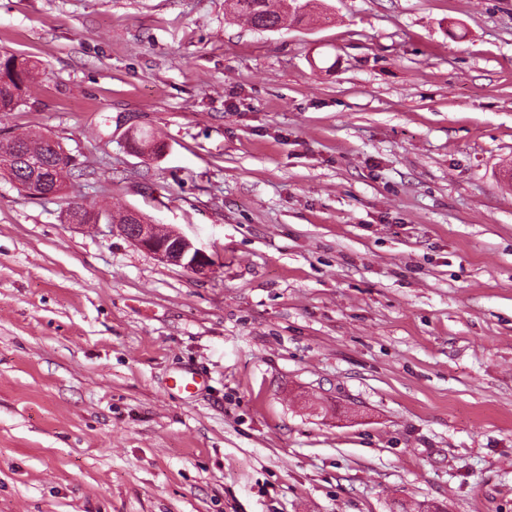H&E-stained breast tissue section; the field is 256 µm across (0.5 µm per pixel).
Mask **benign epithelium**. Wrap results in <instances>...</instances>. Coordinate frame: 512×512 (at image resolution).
I'll return each instance as SVG.
<instances>
[{
    "instance_id": "obj_1",
    "label": "benign epithelium",
    "mask_w": 512,
    "mask_h": 512,
    "mask_svg": "<svg viewBox=\"0 0 512 512\" xmlns=\"http://www.w3.org/2000/svg\"><path fill=\"white\" fill-rule=\"evenodd\" d=\"M113 228L131 244L152 253L162 263L180 266L202 276L212 270V258L175 229L163 230L156 224L140 220L135 213L128 215L127 223L115 224Z\"/></svg>"
}]
</instances>
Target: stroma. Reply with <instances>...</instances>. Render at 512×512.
I'll list each match as a JSON object with an SVG mask.
<instances>
[{"label":"stroma","instance_id":"1","mask_svg":"<svg viewBox=\"0 0 512 512\" xmlns=\"http://www.w3.org/2000/svg\"><path fill=\"white\" fill-rule=\"evenodd\" d=\"M307 11L0 0V131L77 167L0 178V512H512V0ZM226 14L244 21L254 29L275 31L283 28L288 19L301 24L306 3L301 0H225ZM34 65L13 54L0 55V112H12L22 100ZM5 143V144H4ZM19 153L17 161L23 165L28 171L32 172V181H35L43 169L42 161L35 156L30 155V152L39 155L43 158L45 165L43 182L38 180L34 186L37 191L43 192L49 189H56L62 191L59 195L54 192L41 194L33 189L27 190L26 193L34 197H53L62 195L66 187V179L71 175V170L74 169L73 157L66 152L60 142L50 136H42L36 140H32L27 136L9 135L0 138V171L1 176L6 175L11 182H13L18 189L21 185L29 184L30 174L22 166H14L11 158L17 152ZM71 163L70 168L64 173L63 169ZM56 177H59L56 179ZM61 180V181H60ZM58 183V185H57ZM129 211L112 214V228L131 244L152 253L160 262L180 266L197 275H208L213 267L212 258L189 238L175 229H160L147 224L136 213Z\"/></svg>","mask_w":512,"mask_h":512}]
</instances>
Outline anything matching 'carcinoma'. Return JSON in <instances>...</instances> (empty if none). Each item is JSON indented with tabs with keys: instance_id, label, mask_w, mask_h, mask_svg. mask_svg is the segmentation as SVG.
Wrapping results in <instances>:
<instances>
[{
	"instance_id": "carcinoma-1",
	"label": "carcinoma",
	"mask_w": 512,
	"mask_h": 512,
	"mask_svg": "<svg viewBox=\"0 0 512 512\" xmlns=\"http://www.w3.org/2000/svg\"><path fill=\"white\" fill-rule=\"evenodd\" d=\"M226 14L254 29L275 31L287 21L300 24L306 17L302 0H225ZM35 67L13 54L0 55V112H11L22 100L26 84L33 78ZM20 151L43 158L46 170L44 180L35 183L39 192L49 189L64 190L71 171L64 167L73 162L60 142L50 136L32 140L26 136L9 135L0 138V173L19 186L29 184L30 174L16 166L11 158Z\"/></svg>"
}]
</instances>
